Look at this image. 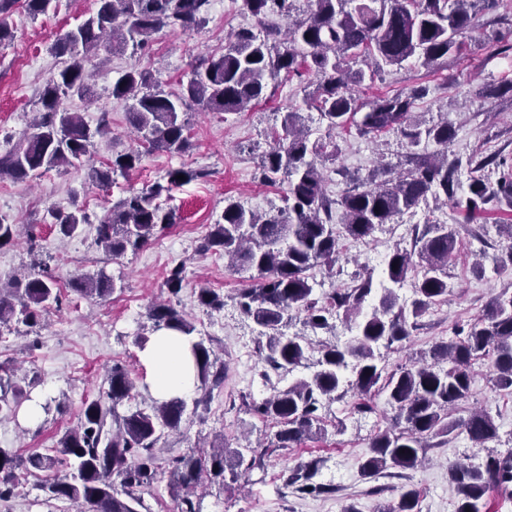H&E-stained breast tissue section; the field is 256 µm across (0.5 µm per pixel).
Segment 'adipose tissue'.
<instances>
[{"label": "adipose tissue", "mask_w": 512, "mask_h": 512, "mask_svg": "<svg viewBox=\"0 0 512 512\" xmlns=\"http://www.w3.org/2000/svg\"><path fill=\"white\" fill-rule=\"evenodd\" d=\"M140 357L150 371L148 383L155 398L165 400L194 391L196 376L185 337L157 331L141 349Z\"/></svg>", "instance_id": "adipose-tissue-1"}]
</instances>
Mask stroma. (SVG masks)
Returning a JSON list of instances; mask_svg holds the SVG:
<instances>
[{
    "mask_svg": "<svg viewBox=\"0 0 512 512\" xmlns=\"http://www.w3.org/2000/svg\"><path fill=\"white\" fill-rule=\"evenodd\" d=\"M96 8L95 0H53L46 13L35 17L18 6L7 14L14 37L0 44V154L17 142L40 109L45 77L64 65V58L54 50L57 40ZM285 26V19L276 15L253 16L244 0H211L200 26L166 27L145 49L110 56L96 77L95 102L66 99V106L80 113L90 126L102 122L108 126L107 135L93 139L87 156L34 180L0 179V219L20 225L22 232L16 243L0 248V283L39 258L66 292L62 307L44 313L29 335L19 337L8 330L0 334L5 338L0 344V362L13 363L17 378H39L33 397L57 402L38 424L27 423L20 414L0 422V447L14 449L24 457L57 447L65 431L76 426L84 402L95 399L105 388V377L115 365L131 370L136 377V404L150 403L147 370L134 338L151 335L147 311L153 303L166 300L195 326L197 335L211 339L224 362V385L213 391L197 415L184 418L180 432L160 441L155 450L160 463L192 448L200 452L219 444L234 448L245 440L255 447L273 435V422L247 412L246 401L266 396L271 387L287 385L291 376L306 375L307 370L300 367L291 376L274 373L262 379L267 365L258 350L259 329L237 305L239 290L253 283L252 274L230 270L223 256L197 254V242L220 218L225 200L259 213L283 207L286 179L263 183L259 166L274 136L281 134L287 113L301 114L310 140L335 143V160L321 165L324 188L333 197L341 194L350 180L366 179L382 166L409 167L415 149L393 132L363 137L352 126L329 132L310 99L319 78L303 67L269 83L263 98L244 111L192 110V146L186 153L147 154L138 168L108 186L93 184L91 174L105 168L114 155L138 145L126 102L112 95V85L122 72L132 67L149 70L161 90L174 94L201 59L223 52L228 34L246 28L275 45ZM355 66L365 76L353 93L364 104L382 94L427 87V94L415 102L412 117L428 124L445 118L453 124L449 157L477 161L499 154L512 157V0L482 5L459 50L436 69H426L412 60L399 66H377L361 58ZM488 82L501 87L499 96L481 97ZM180 166L201 171L202 176L174 188L165 200V207L175 213L174 224L138 252L112 258L96 242L99 221L128 189L165 182L168 170ZM74 202L85 209L90 221L64 238L51 224L47 209L67 208ZM509 217L512 206L503 203L489 208L477 222L465 224L451 205L431 198L422 200L377 230L368 242H347L349 261L342 275L331 276L314 268L315 294L321 297L346 287L357 263L381 270L394 246H410L415 226L435 222L458 225L460 248L448 268V298L419 319L406 348L383 350L385 363L395 366L452 337L456 326L474 322L491 297L512 284L511 267L498 275L490 270L477 275L475 256L480 248L490 256L501 253L504 239L494 225ZM477 232L485 234L486 244L474 240ZM178 265L185 267L188 284L173 298L164 281L169 269ZM101 270L114 280L110 297L88 300L68 293L73 277ZM200 283L223 294V309L210 312L199 307L195 287ZM489 365L486 359L476 362L471 396L460 403L456 415L465 418L473 409L488 410L499 426V438L491 446L502 452L512 448V393L492 388ZM355 403L350 395L327 404L322 411L325 438L306 439L256 460L248 480L227 487L206 482L201 512H347L353 505L359 512H378L380 505L397 501L400 491L408 488L420 490L422 512H455L457 496L448 468L456 462L473 461L476 451L466 434L455 432L447 442L438 441L424 449L422 462L415 469H391L366 479L359 472L360 460L371 437L388 426L391 411L381 394L371 398L372 412H359ZM310 464L316 467V482L330 486V493H301L289 484L294 470ZM19 478L17 494L0 500V512H78L67 502H45L42 486L48 473L23 471Z\"/></svg>",
    "mask_w": 512,
    "mask_h": 512,
    "instance_id": "1",
    "label": "stroma"
}]
</instances>
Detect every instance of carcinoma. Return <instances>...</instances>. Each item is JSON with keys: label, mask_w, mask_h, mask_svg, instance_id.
<instances>
[{"label": "carcinoma", "mask_w": 512, "mask_h": 512, "mask_svg": "<svg viewBox=\"0 0 512 512\" xmlns=\"http://www.w3.org/2000/svg\"><path fill=\"white\" fill-rule=\"evenodd\" d=\"M293 2L244 0L255 16L276 14L288 20L281 49L248 30H239L224 53L204 58L193 68L178 97L159 90L153 75L139 69L121 75L112 86V96L132 101L130 124L143 134L149 147L179 154L190 145L183 111L197 107L208 112H239L262 98L268 82L281 72H295L304 65L321 77L316 102L328 130L343 129L357 116L356 129L361 135L396 131L411 145L423 140L434 143L437 150L406 171L366 188L349 187L332 199L324 190L317 157L325 159L334 153L310 143L309 135L300 129V114L290 112L284 135L261 161L265 181L275 182L280 173L286 176V205L262 215L225 202L221 218L199 240L196 252H219L229 259L231 268L257 272L258 283L239 292L238 305L262 328L266 342L260 350L276 371L289 374L307 360L310 342L283 331L292 318H303L315 331L333 328L329 318L341 314L346 326L356 331L344 345L322 346L317 370L311 375L274 387L261 401L247 404L248 410L278 426L263 453L325 435L320 415L323 400H340L351 391L369 397L383 392L392 411L389 427L371 439L370 453L360 464L366 478L389 467L414 468L427 442L457 429L466 433L471 447L481 451L497 437L493 417L476 409L460 420L452 412L470 396L472 366L484 356L491 357L492 385L512 390L511 288L495 294L482 317L468 328L459 327L453 337L435 344L429 351L430 363L420 358L390 370L376 355L382 346L388 349L408 341L418 319L445 301L448 265L458 245L456 227L423 225L415 231L411 247L393 248L380 278H374L372 269L356 272L349 287L335 289L324 303L315 297V281L309 274L318 265L333 273L343 241H368L376 230L429 194L469 217L496 200L512 202L511 178L503 174L493 182L477 174L488 165L497 170L511 168L512 160L501 156L475 166L467 162L476 175L468 184L469 196L456 197L462 161L448 160V142L455 130L446 120L426 127L412 120L413 105L426 90L378 95L361 114L351 91L364 79L362 70L349 65L360 54L388 65L415 57L423 66L434 67L472 28L475 6L481 0H370L368 4L365 0H308L305 17L295 19ZM97 4L94 14L56 43V52L69 56L70 62L45 78L40 96L43 112L0 156V175L36 178L80 160L92 139L107 133L103 124L90 129L79 113L63 104L69 96L93 98L85 61L92 56L104 61L129 46L143 49L164 27L197 26L210 0H97ZM142 156L139 149L117 154L107 168L93 171L92 181L109 185L114 176L138 167ZM180 175L185 179H178ZM200 176L197 170L172 168L166 183L128 191L100 220L97 243L114 258L139 251L174 223L173 212L162 206L160 197ZM47 214L65 237L88 223L87 214L76 204L71 210L51 207ZM411 273L413 299L401 303L397 289ZM185 285L184 266L172 268L165 280L169 292L177 296ZM113 288L112 278L103 271L83 275L72 284L79 295L99 300L110 296ZM59 302L53 280L30 272L22 280H12L9 287H0V325L15 318L34 326L44 311ZM197 302L212 311L224 307V297L211 288H198ZM147 316L153 330L167 329L188 340L200 392L194 406H199L223 385L224 363L213 356L211 344L194 336L195 327L173 306L156 304ZM3 372L9 373V368L0 365V420L15 418L33 387L31 382L21 386L4 379ZM107 384L97 398L84 404L77 427L63 435L57 454L36 451L24 459L11 448H0V500L14 494L17 470L31 467L54 473L43 487L48 502L85 504L91 512H139L141 493L158 476L154 450L165 433L180 428L187 402L173 397L121 412L119 407L135 397L136 380L127 369L114 366ZM248 452L255 449L223 447L169 460L168 487L178 512H200L193 497L203 476L222 479L228 472L234 481L248 476V470L241 469ZM313 477L314 473L302 468L291 476V482L299 484L304 493L324 491V486L311 483ZM450 479L458 494L455 512H490L489 493L506 491L512 484V450L488 452L476 463H455ZM379 512H421L420 492L408 489Z\"/></svg>", "instance_id": "1"}]
</instances>
